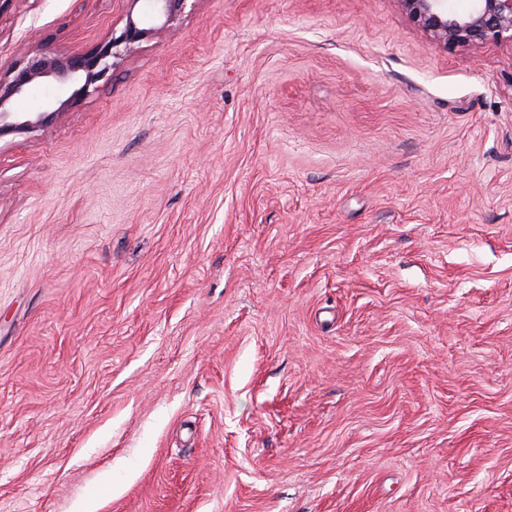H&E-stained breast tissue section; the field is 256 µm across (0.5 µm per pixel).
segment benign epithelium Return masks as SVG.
I'll return each mask as SVG.
<instances>
[{"label":"benign epithelium","mask_w":512,"mask_h":512,"mask_svg":"<svg viewBox=\"0 0 512 512\" xmlns=\"http://www.w3.org/2000/svg\"><path fill=\"white\" fill-rule=\"evenodd\" d=\"M192 2L146 0V9L138 19L127 17L120 31H112L91 50L70 54L35 51L0 71V138L29 133L66 111L72 100L94 94L123 56L169 29ZM398 3L430 41L447 50L489 42L512 43V0H470L465 12L449 8L448 0ZM36 84L50 85L56 93L35 112L20 110L18 103Z\"/></svg>","instance_id":"7a95c632"}]
</instances>
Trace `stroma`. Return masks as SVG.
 Segmentation results:
<instances>
[{"mask_svg":"<svg viewBox=\"0 0 512 512\" xmlns=\"http://www.w3.org/2000/svg\"><path fill=\"white\" fill-rule=\"evenodd\" d=\"M131 0H9L0 65ZM512 512V45L196 0L0 138V512Z\"/></svg>","mask_w":512,"mask_h":512,"instance_id":"35a3bbf8","label":"stroma"}]
</instances>
